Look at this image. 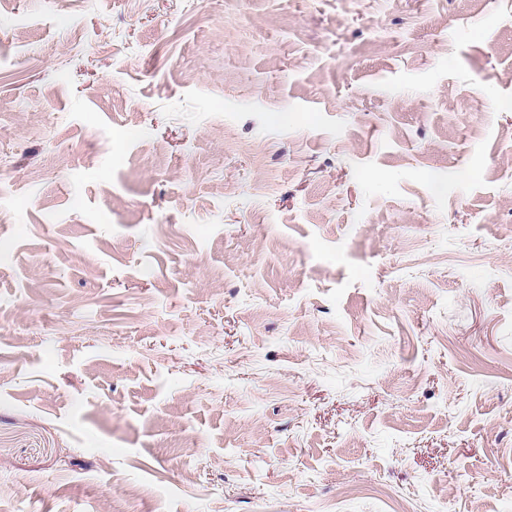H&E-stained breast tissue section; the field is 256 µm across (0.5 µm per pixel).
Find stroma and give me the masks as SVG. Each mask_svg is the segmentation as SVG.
<instances>
[{"label": "stroma", "instance_id": "1", "mask_svg": "<svg viewBox=\"0 0 512 512\" xmlns=\"http://www.w3.org/2000/svg\"><path fill=\"white\" fill-rule=\"evenodd\" d=\"M512 512V0H0V512Z\"/></svg>", "mask_w": 512, "mask_h": 512}]
</instances>
